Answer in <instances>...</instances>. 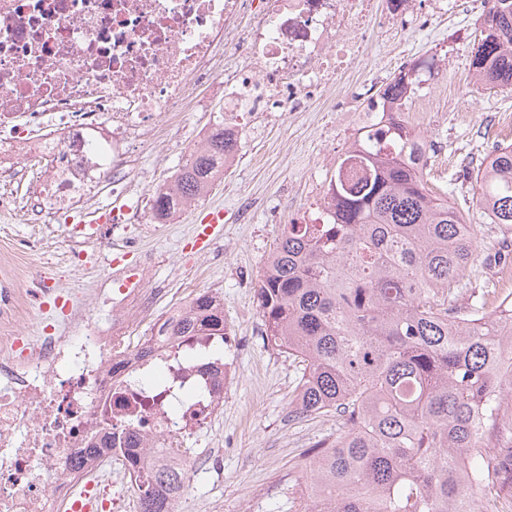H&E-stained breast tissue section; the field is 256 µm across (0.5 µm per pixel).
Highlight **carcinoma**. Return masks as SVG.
<instances>
[{"mask_svg":"<svg viewBox=\"0 0 512 512\" xmlns=\"http://www.w3.org/2000/svg\"><path fill=\"white\" fill-rule=\"evenodd\" d=\"M469 68L512 89V0H488ZM420 79L383 90L384 127L358 136L359 168L335 180L321 224H287L257 282L268 344L302 363L297 412L334 413L336 438L306 451L309 512H512V380L495 362L512 347V300L494 288L454 301L474 262L471 218L428 186V142L401 111ZM237 151L217 130L181 166L163 216L199 196ZM472 207L504 235L512 265V143L480 164ZM185 336L224 335L209 292L188 302ZM142 512H172L185 483L169 468L137 472Z\"/></svg>","mask_w":512,"mask_h":512,"instance_id":"obj_1","label":"carcinoma"}]
</instances>
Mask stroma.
<instances>
[{
  "label": "stroma",
  "mask_w": 512,
  "mask_h": 512,
  "mask_svg": "<svg viewBox=\"0 0 512 512\" xmlns=\"http://www.w3.org/2000/svg\"><path fill=\"white\" fill-rule=\"evenodd\" d=\"M486 9L480 0L470 12L434 19L432 33L410 31L377 42L353 66L356 75L374 79L380 88L414 63L431 62V70L419 74L422 88L416 102L429 109L421 134L434 149L430 166L435 183L450 185V198L462 210L470 204L471 177L482 159L489 150L512 143V124L498 126L493 115L497 109L512 113V91L488 88L468 67ZM202 101V106L173 116L157 143L140 153L138 166L147 179L165 178L197 130L223 111V83H212ZM356 133L352 112L254 115L238 157L204 203L189 207L178 224L151 219L133 225L138 252L126 251L123 239L114 241L112 254L122 266H134L141 253L155 257L152 284L159 290L158 309L211 292L223 301L224 320L238 338V380L216 428L188 443L187 493L176 512H300L304 506L306 473L299 461L315 443L335 437L336 418L296 416L301 368L267 343L255 286L284 226L320 204L334 163ZM218 208L224 211L221 251H191L195 224ZM1 236L37 240L29 265L66 275L67 248L43 225L1 213ZM497 238L490 225H479L478 259L464 278L468 292L498 287L494 267L486 260ZM216 447L222 453L219 469L213 470L206 462Z\"/></svg>",
  "instance_id": "1"
}]
</instances>
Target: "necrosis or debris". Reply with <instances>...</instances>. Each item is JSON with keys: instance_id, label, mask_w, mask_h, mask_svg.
Listing matches in <instances>:
<instances>
[{"instance_id": "1", "label": "necrosis or debris", "mask_w": 512, "mask_h": 512, "mask_svg": "<svg viewBox=\"0 0 512 512\" xmlns=\"http://www.w3.org/2000/svg\"><path fill=\"white\" fill-rule=\"evenodd\" d=\"M467 0H0V213L58 224L68 266H112V238L153 214L169 184L137 189L132 164L173 112L224 81V129L253 112H305L322 97L347 109L340 85L378 32L427 29V13ZM43 162L25 199L7 184ZM124 202L97 224L105 190ZM31 246L0 252V512H118L102 498L112 462L138 441L141 467L180 469L184 442L207 430L230 390L232 363L199 359L215 336H182L183 306L155 312L145 274L84 292L30 267ZM104 318H95L96 307ZM40 310L49 329L30 336ZM152 315L149 336L131 324Z\"/></svg>"}]
</instances>
